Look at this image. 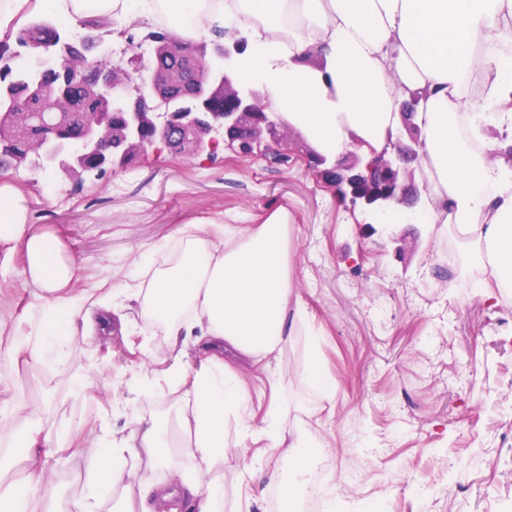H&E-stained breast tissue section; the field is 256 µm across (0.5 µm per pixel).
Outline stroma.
Segmentation results:
<instances>
[{"label": "stroma", "mask_w": 512, "mask_h": 512, "mask_svg": "<svg viewBox=\"0 0 512 512\" xmlns=\"http://www.w3.org/2000/svg\"><path fill=\"white\" fill-rule=\"evenodd\" d=\"M31 161L7 177L25 195L30 221L54 230L80 268L79 287L109 272L134 276L163 238L188 224L248 227L283 209L292 226L295 291L319 333L318 370L332 401L302 381L306 338L297 336L269 369L245 373L255 416L279 400L328 448L337 502L377 512H512V304L491 306L448 286L461 263L439 269L433 232L395 243L370 234L359 209L339 204L303 163L279 166L221 150L207 161L148 153L127 170L73 180L54 176L42 190ZM20 252L0 246V316L37 307ZM124 333L80 336L63 361L39 368L18 361L0 380V406L16 395L40 406L44 427L65 433L46 481L80 492L83 465L70 448L91 444L99 415L130 432L134 415L113 414L138 370L161 371L169 348L137 302L123 309ZM87 384L74 399V381ZM248 487L224 484V512H280L270 475L284 449L247 443Z\"/></svg>", "instance_id": "stroma-1"}]
</instances>
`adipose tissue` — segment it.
Segmentation results:
<instances>
[{"label": "adipose tissue", "mask_w": 512, "mask_h": 512, "mask_svg": "<svg viewBox=\"0 0 512 512\" xmlns=\"http://www.w3.org/2000/svg\"><path fill=\"white\" fill-rule=\"evenodd\" d=\"M66 12L172 20L188 40L238 30L247 39L237 62L242 79L330 156L381 150L400 125L401 91L418 93L419 166L430 191L422 218L466 247L484 274L477 288L485 301H512V0H68ZM314 53L320 64H309ZM288 238L282 210L246 232L187 228L177 259L146 262L134 280H113L105 293L78 292L79 268L60 237L29 224L23 196L0 179V245L21 248L40 307L33 326L0 317V374L20 356L58 361L76 336L111 333L134 299L171 339L164 379L176 393L173 414L139 418L126 435L100 416L91 446L70 455L87 463L86 489L67 500L42 479L58 435L25 398L15 399L10 412L24 420L0 463V512H105L112 497L114 512H165L179 497L198 512H223L225 479L244 477L225 463L262 438L289 449L278 482L291 512L323 466L320 442L302 419L286 420L279 404L254 417L242 380L244 368L297 334L309 362L319 355L317 330L291 302ZM163 467L174 490L152 478Z\"/></svg>", "instance_id": "adipose-tissue-1"}]
</instances>
